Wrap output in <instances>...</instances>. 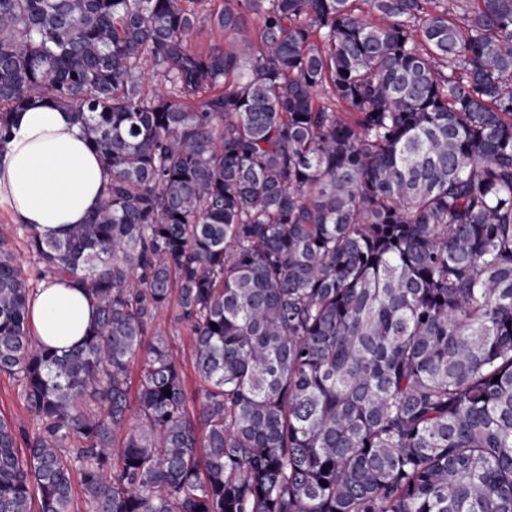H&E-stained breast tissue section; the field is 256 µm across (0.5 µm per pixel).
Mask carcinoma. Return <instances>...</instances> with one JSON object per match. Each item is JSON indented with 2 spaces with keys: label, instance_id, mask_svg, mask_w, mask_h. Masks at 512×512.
<instances>
[{
  "label": "carcinoma",
  "instance_id": "1",
  "mask_svg": "<svg viewBox=\"0 0 512 512\" xmlns=\"http://www.w3.org/2000/svg\"><path fill=\"white\" fill-rule=\"evenodd\" d=\"M202 2L0 0V150L37 99L109 173L65 237L19 225L81 344L34 340L0 241L39 421L22 456L0 418V512H72L75 472L88 512H512V0ZM232 41V36H228L224 32L205 29L193 39L192 46L198 51L206 52L214 45H221L228 48L232 45ZM176 309L171 306L163 310L157 318V325L165 332L170 351L180 364L186 379L187 408L190 414L197 415L203 383L194 368V343L190 326L176 319Z\"/></svg>",
  "mask_w": 512,
  "mask_h": 512
}]
</instances>
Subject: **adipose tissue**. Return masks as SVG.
I'll return each instance as SVG.
<instances>
[{
    "instance_id": "obj_1",
    "label": "adipose tissue",
    "mask_w": 512,
    "mask_h": 512,
    "mask_svg": "<svg viewBox=\"0 0 512 512\" xmlns=\"http://www.w3.org/2000/svg\"><path fill=\"white\" fill-rule=\"evenodd\" d=\"M108 176L73 112L36 101L14 116L0 151V206L41 237L62 238L99 206ZM97 319L86 293L68 279H50L29 298L28 321L39 343L66 350Z\"/></svg>"
}]
</instances>
